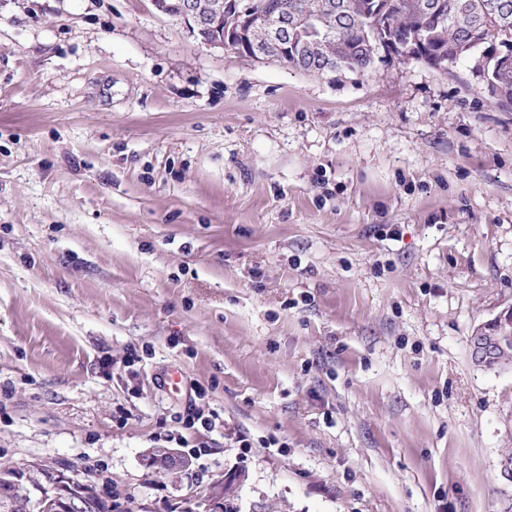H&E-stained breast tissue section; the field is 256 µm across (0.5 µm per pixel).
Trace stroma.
<instances>
[{
    "label": "stroma",
    "instance_id": "35a3bbf8",
    "mask_svg": "<svg viewBox=\"0 0 512 512\" xmlns=\"http://www.w3.org/2000/svg\"><path fill=\"white\" fill-rule=\"evenodd\" d=\"M511 308L512 110L467 67L314 75L154 0H0V462L111 512L230 476L238 512H512V371L470 358ZM219 417L220 414L217 412L208 411L205 414L201 409L191 408L179 418V423H182V428L186 430L195 429L197 424L202 428L213 430L220 423ZM147 461L151 466L168 473L180 472L189 465L188 460L173 448H164L157 454L150 453Z\"/></svg>",
    "mask_w": 512,
    "mask_h": 512
}]
</instances>
